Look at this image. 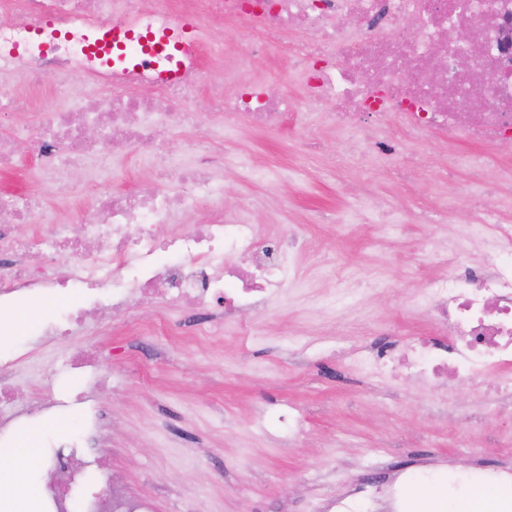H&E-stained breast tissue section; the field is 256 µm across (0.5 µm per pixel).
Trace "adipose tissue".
Listing matches in <instances>:
<instances>
[{
	"instance_id": "ef3b65f1",
	"label": "adipose tissue",
	"mask_w": 512,
	"mask_h": 512,
	"mask_svg": "<svg viewBox=\"0 0 512 512\" xmlns=\"http://www.w3.org/2000/svg\"><path fill=\"white\" fill-rule=\"evenodd\" d=\"M10 459L20 461V468L0 467V512H45L43 494L35 476L44 462L36 433L19 434Z\"/></svg>"
}]
</instances>
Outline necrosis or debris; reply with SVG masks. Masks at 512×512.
I'll return each instance as SVG.
<instances>
[{
	"label": "necrosis or debris",
	"instance_id": "necrosis-or-debris-1",
	"mask_svg": "<svg viewBox=\"0 0 512 512\" xmlns=\"http://www.w3.org/2000/svg\"><path fill=\"white\" fill-rule=\"evenodd\" d=\"M10 25L0 40L23 42L28 26L52 17L65 28L90 21L141 25L192 15L240 21L252 32L251 55H263L266 40L303 24L309 39L291 52L301 73L302 111L318 110L336 123L350 151L338 163L393 161L398 168L428 163L416 143L441 134L467 139L471 148L448 154V173L466 172L460 195L480 200L487 189L512 191V164L494 159L488 146L512 142V0H0ZM469 29L472 42L458 40ZM491 77L487 99L471 94L472 84ZM19 78L30 91L49 88L61 108L36 123H18L0 133V173L17 170L18 149L34 147L37 178L74 198L88 199L72 236L20 237V225L51 219L44 197L32 191L0 190V299L29 290L43 295L71 285L112 291L111 319L135 316L149 300H162L171 314L189 304L219 308L215 329L234 327L248 312L280 300L286 281V249L262 238L246 215L225 210L214 199L210 171L221 164L218 146L225 128L243 123L272 128L291 106L287 96L266 85L215 93L210 112L223 122L204 123L191 111L189 93L203 80L192 70L179 81L114 83L93 71L75 42L59 43L45 58L25 61ZM94 85L95 102L73 93L75 82ZM154 90L143 97L141 86ZM179 126L199 130L188 151L172 152L166 137ZM136 152L158 184L146 192L112 187V158ZM206 205L207 218L190 230L182 213ZM172 225L168 239L157 227ZM487 257L469 260L472 242ZM448 270L427 281L421 292L435 314L436 337L403 353L405 367L423 386L455 375L487 379L486 396L501 413H512V225L483 211L471 235L437 246ZM69 254L71 264L55 260ZM43 264H32L33 255ZM23 353L0 363V430L24 414L14 408V374L32 363Z\"/></svg>",
	"mask_w": 512,
	"mask_h": 512
}]
</instances>
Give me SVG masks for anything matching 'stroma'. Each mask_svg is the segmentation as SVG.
<instances>
[{
    "instance_id": "obj_1",
    "label": "stroma",
    "mask_w": 512,
    "mask_h": 512,
    "mask_svg": "<svg viewBox=\"0 0 512 512\" xmlns=\"http://www.w3.org/2000/svg\"><path fill=\"white\" fill-rule=\"evenodd\" d=\"M241 30L218 21L209 40L228 45L245 82L301 100L290 44L302 32L255 57L239 43ZM306 135L316 143L307 156ZM343 148L334 127L310 112L224 138L223 167L214 179L225 209L248 211L263 235L297 238L289 267L301 286L256 313L261 335H209L207 310L172 314L178 330L167 336L140 330L133 319L104 336L92 321L17 378L23 399L49 378L80 392L82 379L69 362L77 350L94 347L99 362L112 368L107 387L90 397L107 415L100 446L116 479L147 498L153 512H325L331 497L357 484L394 478L404 487L414 475L441 478L445 495L457 496L483 474L512 464V419L493 410L476 381L423 387L372 375L361 362L369 350H399L434 335L432 313L415 296L439 270L434 241L467 233L472 202L456 196L455 181L435 167L413 174L411 195L385 171L333 167ZM243 158L266 168L269 180L238 177ZM364 182L403 217L392 234L382 236L375 224L318 223L319 212H351ZM444 194L456 197L451 221L415 223L417 209ZM334 257L345 269L384 275L392 291L337 297L334 282L319 275ZM81 299L75 291L26 300L37 316L0 341V353L38 347L61 303ZM293 409L303 420L298 434L281 418Z\"/></svg>"
}]
</instances>
